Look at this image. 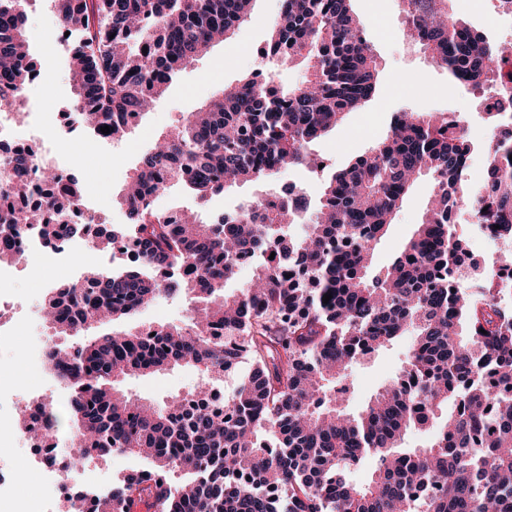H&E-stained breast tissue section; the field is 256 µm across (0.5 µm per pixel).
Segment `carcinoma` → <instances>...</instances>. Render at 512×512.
I'll return each instance as SVG.
<instances>
[{"instance_id":"1","label":"carcinoma","mask_w":512,"mask_h":512,"mask_svg":"<svg viewBox=\"0 0 512 512\" xmlns=\"http://www.w3.org/2000/svg\"><path fill=\"white\" fill-rule=\"evenodd\" d=\"M254 0H54L61 26H78L70 56L77 121L122 139L176 74L250 15ZM405 35L462 87L494 81L504 46L448 13L446 0H403ZM24 0H0V90H21L35 61L25 50ZM264 60L299 62L308 77L285 88L253 72L189 113L157 141L120 196L126 232L143 260L88 268L84 287L44 300L57 340L54 374L71 391L72 432L104 457H141L151 474L111 489L112 512H512V314L500 283L481 273L460 286L468 252L452 228L467 204L497 238L512 240V133L497 141L481 185L460 192L474 144L446 112L399 113L388 137L303 193L255 200L216 219L151 200L179 186L199 201L310 162V146L375 94L377 61L351 0H282ZM434 183L421 223L398 256L369 263L417 178ZM37 207L0 204V261L14 257L18 225L51 243L79 224L62 221L83 187L53 171ZM254 265L236 294L225 284L239 258ZM332 298L323 303L326 293ZM192 294L189 323L153 334L129 329L67 340L110 319L121 323L160 295ZM410 337L406 365L357 413L346 410L355 362ZM251 373L224 399V414L174 410L180 397L144 402L131 376L175 366L222 384L240 360ZM429 431L417 448L402 443ZM375 458L363 484L348 478ZM155 474L165 482L150 484Z\"/></svg>"}]
</instances>
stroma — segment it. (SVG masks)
Listing matches in <instances>:
<instances>
[{"instance_id":"1","label":"stroma","mask_w":512,"mask_h":512,"mask_svg":"<svg viewBox=\"0 0 512 512\" xmlns=\"http://www.w3.org/2000/svg\"><path fill=\"white\" fill-rule=\"evenodd\" d=\"M281 0H256L251 18L235 30L231 47L214 45L207 54L183 68L173 79L157 107L146 113L127 138L117 142L99 143L95 153H83L79 142L60 138L56 148L79 161L86 173L83 185L90 192V201L107 224L126 221L119 193L128 176L139 165L155 139L168 134L184 116L197 109L224 85L237 82L262 62L257 47L265 43L280 12ZM352 8L364 26L378 64V84L373 98L356 112L348 113L336 129L328 132L311 148L323 159L321 169L291 168L275 175L268 183H247L234 191L212 197L207 208L218 214L237 207L244 200L262 195L270 186L290 181L303 188L310 200H318L323 182L329 174L345 168L384 140L396 113L409 110L454 112L466 127L475 151L469 161L465 184L477 185L484 174L485 123L473 113V106L482 97L451 82L446 71L434 66L423 51L404 35V16L399 0H352ZM27 39L30 51L39 65L45 66L50 84L47 88L28 89L42 112H53L69 104L73 98L69 61L58 53L56 38L59 23L50 0H27ZM448 11L469 25L484 31L495 41L512 42V22L497 20L495 0H449ZM433 192L428 178H421L395 216L386 235L373 253V269L387 266L412 236L421 213ZM458 235L466 241L473 254L494 265L503 251L511 246L505 240L492 241L480 236L466 211L454 217ZM64 271L57 268L52 257L44 256L19 268L10 285L21 299L14 321L16 338L10 355L0 358V370L14 375L19 384L15 393L19 400L34 394L50 393L59 413H66L68 392L51 374L42 372L34 356L35 347L28 339L45 333L46 325L36 318L34 310L42 304L52 281L61 279ZM193 304L191 296L160 298L142 310L130 322L138 328L144 324H185ZM408 354L407 339H400L370 358L354 364L349 371L353 387L351 410H360L372 395L403 367ZM200 374L190 367H178L156 375L128 379L123 387L142 398L160 401L196 387ZM146 460L121 453L95 458L79 471L77 483L116 485L119 478L148 469Z\"/></svg>"}]
</instances>
